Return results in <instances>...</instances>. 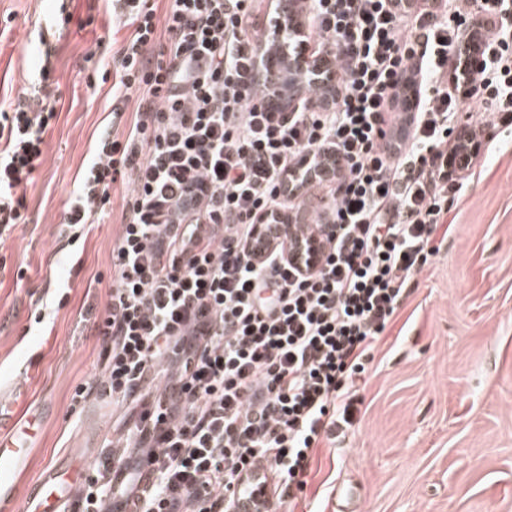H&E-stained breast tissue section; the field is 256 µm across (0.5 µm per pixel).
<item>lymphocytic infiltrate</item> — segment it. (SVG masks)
<instances>
[{
  "mask_svg": "<svg viewBox=\"0 0 512 512\" xmlns=\"http://www.w3.org/2000/svg\"><path fill=\"white\" fill-rule=\"evenodd\" d=\"M265 0H113L112 124L95 138L66 210L68 240L130 183L95 331L118 435L75 512H230L260 464L264 512L304 492L316 450L352 426L371 352L430 264L482 162L454 138L466 103L512 112V0H302L316 107L269 103L258 33ZM481 51L482 67L462 73ZM136 99L132 119L124 104ZM53 102L0 111V232L23 223ZM466 154L462 175L449 154ZM330 225L305 273L278 226ZM265 220L274 241L258 249ZM133 428H126V421ZM149 451L139 481L125 475Z\"/></svg>",
  "mask_w": 512,
  "mask_h": 512,
  "instance_id": "f902f5d3",
  "label": "lymphocytic infiltrate"
}]
</instances>
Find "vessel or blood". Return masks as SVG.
<instances>
[{"mask_svg": "<svg viewBox=\"0 0 512 512\" xmlns=\"http://www.w3.org/2000/svg\"><path fill=\"white\" fill-rule=\"evenodd\" d=\"M35 425V418L0 413V505L18 503L23 512H66V504L74 501L84 482L83 469L54 463L46 466L33 484H21L38 435ZM267 474L266 466L261 465L252 480L239 483L235 512H254V481Z\"/></svg>", "mask_w": 512, "mask_h": 512, "instance_id": "1", "label": "vessel or blood"}]
</instances>
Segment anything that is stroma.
Listing matches in <instances>:
<instances>
[{"label":"stroma","mask_w":512,"mask_h":512,"mask_svg":"<svg viewBox=\"0 0 512 512\" xmlns=\"http://www.w3.org/2000/svg\"><path fill=\"white\" fill-rule=\"evenodd\" d=\"M56 3L0 0V107L38 80L58 110L26 191L27 221L0 236V403L43 417L27 483L70 449L98 457L113 432L98 397L76 405L71 395L98 383L95 324L128 191L114 184L101 223L63 237L69 194L112 120L110 83L87 77L128 30L114 25L110 0H79L66 23ZM42 36L56 48L44 81ZM457 128L495 149L374 350L357 422L319 450L304 496L278 512H512V125L472 103Z\"/></svg>","instance_id":"35a3bbf8"}]
</instances>
